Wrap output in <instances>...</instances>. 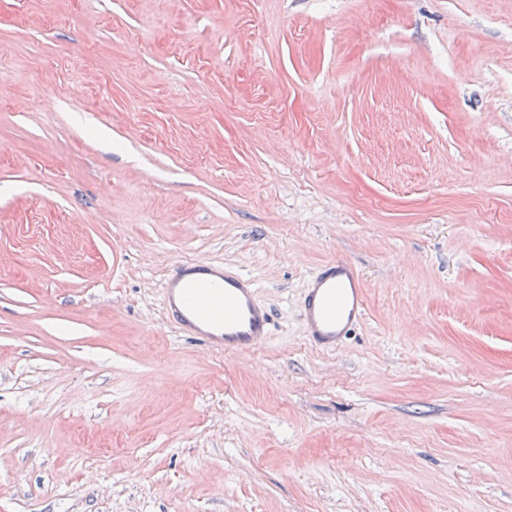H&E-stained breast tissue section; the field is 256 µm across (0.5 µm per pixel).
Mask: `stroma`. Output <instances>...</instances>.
Segmentation results:
<instances>
[{"label": "stroma", "instance_id": "1", "mask_svg": "<svg viewBox=\"0 0 512 512\" xmlns=\"http://www.w3.org/2000/svg\"><path fill=\"white\" fill-rule=\"evenodd\" d=\"M0 512H512V0H0ZM162 290L177 332L194 336L211 351H250L270 336V315L255 284L236 269L185 260L167 275ZM361 276L344 258L326 261L314 273L301 301L305 335L316 347L335 351L365 317Z\"/></svg>", "mask_w": 512, "mask_h": 512}]
</instances>
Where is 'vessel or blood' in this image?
<instances>
[{"mask_svg":"<svg viewBox=\"0 0 512 512\" xmlns=\"http://www.w3.org/2000/svg\"><path fill=\"white\" fill-rule=\"evenodd\" d=\"M163 301L179 334L215 352L250 351L270 335V315L253 281L219 263L189 259L178 264L164 280ZM365 313L364 284L354 266L343 258L322 264L301 301L308 340L336 350Z\"/></svg>","mask_w":512,"mask_h":512,"instance_id":"obj_1","label":"vessel or blood"}]
</instances>
